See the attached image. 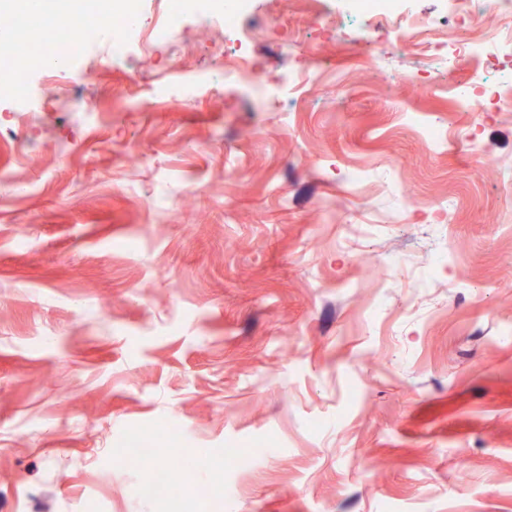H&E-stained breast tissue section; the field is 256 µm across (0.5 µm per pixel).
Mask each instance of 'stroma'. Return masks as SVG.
Here are the masks:
<instances>
[{
  "mask_svg": "<svg viewBox=\"0 0 512 512\" xmlns=\"http://www.w3.org/2000/svg\"><path fill=\"white\" fill-rule=\"evenodd\" d=\"M447 3L253 0L272 101L209 17L0 105V512H512V108L405 79ZM144 432L174 498L114 458ZM340 3L342 13L366 17L375 23L402 14L398 2L393 0H343ZM157 468H166V474L159 471L155 474L152 481L146 484H141V486H138L136 489L138 495L145 499L151 500L165 496H172L175 494V490L171 486L179 488L181 486L191 484L196 480V472L193 466L177 463L174 460H171L167 467H159L155 460L150 458L144 460L139 466V469L143 472L145 480L149 479Z\"/></svg>",
  "mask_w": 512,
  "mask_h": 512,
  "instance_id": "stroma-1",
  "label": "stroma"
}]
</instances>
